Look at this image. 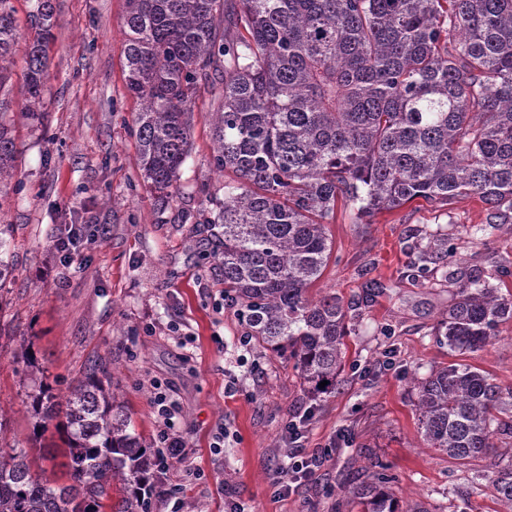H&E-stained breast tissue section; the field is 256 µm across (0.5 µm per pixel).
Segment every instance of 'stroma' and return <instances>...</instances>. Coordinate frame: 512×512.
Listing matches in <instances>:
<instances>
[{
  "instance_id": "35a3bbf8",
  "label": "stroma",
  "mask_w": 512,
  "mask_h": 512,
  "mask_svg": "<svg viewBox=\"0 0 512 512\" xmlns=\"http://www.w3.org/2000/svg\"><path fill=\"white\" fill-rule=\"evenodd\" d=\"M124 11V0H62L42 123L22 114L24 45L15 48L0 96L18 145L0 208L14 269L0 289V408L12 434L22 440L29 432L25 366L13 343L25 336L59 392L92 359H105L112 392L146 445L157 433L150 383L170 387L185 461L159 483L180 485L184 512H361L351 480L368 479L379 461L393 477L390 492L428 512H455L461 490L469 493L468 512H500L490 477L512 455V438H496L495 449L466 464L423 450L414 382L450 361L433 335L454 290L442 268L463 275L479 265L491 285L512 292V224L481 234L488 211L476 198L445 211L413 203L370 224L337 213L319 285L350 304L354 330L335 393L309 397L288 359L240 346L243 329L222 304L224 272L209 256L205 219L210 197L223 193L209 122L223 87L201 82L179 191L156 202L140 170L139 104L125 88ZM71 224L81 239L69 264L52 241ZM427 233L447 239L453 251L440 271L417 281L407 265ZM461 361L512 385V322ZM305 409L312 416L304 447L324 454L321 477L286 499L272 498L274 451L287 419ZM221 427L230 436L217 455L211 444ZM189 468L194 476H186Z\"/></svg>"
}]
</instances>
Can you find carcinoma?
<instances>
[{
  "instance_id": "1",
  "label": "carcinoma",
  "mask_w": 512,
  "mask_h": 512,
  "mask_svg": "<svg viewBox=\"0 0 512 512\" xmlns=\"http://www.w3.org/2000/svg\"><path fill=\"white\" fill-rule=\"evenodd\" d=\"M125 4V87L140 105L143 180L161 204L178 192L198 81L221 74L213 162L234 178L224 199H211L209 255L253 345L292 360L315 395L336 389L347 349L343 301L311 295L331 258L338 208L355 224L460 198L485 203L490 227L512 213V0H238L236 13L225 0ZM60 5L37 0L22 31L12 0H0V92L4 62L23 38L24 114L34 122ZM223 23L243 32L222 42ZM16 154L0 112V184L12 178ZM9 246L0 224V285L12 272ZM445 252L446 241L430 239L409 276L426 278ZM511 320L512 294L474 265L456 281L435 336L462 356ZM16 356L32 376L31 430L27 445L7 443L0 409V512H157L155 455L114 399L106 361L92 360L62 394L41 378L32 342L21 339ZM414 390L421 439L437 453L465 463L487 455L495 435L512 437V420L496 418L512 411V387L478 368L450 363ZM52 429L61 444L44 443ZM389 480L380 471L355 488L364 512H427L393 497ZM492 484L512 512V458Z\"/></svg>"
}]
</instances>
